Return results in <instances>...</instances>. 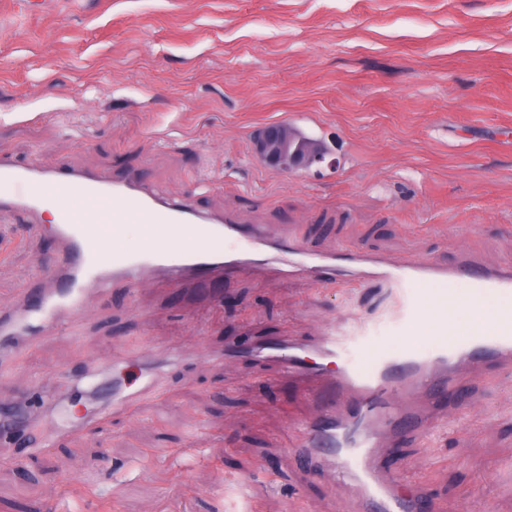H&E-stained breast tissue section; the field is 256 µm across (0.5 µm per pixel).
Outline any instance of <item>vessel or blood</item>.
Segmentation results:
<instances>
[{"label": "vessel or blood", "instance_id": "vessel-or-blood-1", "mask_svg": "<svg viewBox=\"0 0 512 512\" xmlns=\"http://www.w3.org/2000/svg\"><path fill=\"white\" fill-rule=\"evenodd\" d=\"M52 194L75 202L60 210L55 228L68 262L42 278L38 303L24 300L0 311V353L33 336L59 313H83L100 288L132 287L157 275L201 279L253 268L316 284L419 283L423 296L401 304L409 336L396 350L370 348L367 362L354 365L342 359V338L322 336L310 345L282 339L272 355L285 375L313 377L308 396L322 415L306 424L300 446L314 462L348 478L363 512H429L426 500L404 492L381 467L375 450L382 441L426 428L424 413L411 400L421 387L441 400L459 387L458 370L474 357L511 360L512 317L498 321L493 330L476 326L459 336L445 320L425 327L421 318L427 297L459 279L469 280L476 302L512 297V269L468 258L453 265L393 260L356 248L311 252L285 236L242 230L232 215L204 213L159 197L137 171L112 178L60 165L21 166L0 157V213L39 217ZM124 224L144 227L145 242L137 253L111 245L112 229ZM228 240L237 241L235 250H225ZM424 334L432 336L433 347L423 353L418 338Z\"/></svg>", "mask_w": 512, "mask_h": 512}]
</instances>
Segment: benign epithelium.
Here are the masks:
<instances>
[{"label": "benign epithelium", "instance_id": "7a95c632", "mask_svg": "<svg viewBox=\"0 0 512 512\" xmlns=\"http://www.w3.org/2000/svg\"><path fill=\"white\" fill-rule=\"evenodd\" d=\"M250 143L252 153L274 170L310 171L324 162L329 167L337 164L321 142L300 138L296 128L285 123L255 129Z\"/></svg>", "mask_w": 512, "mask_h": 512}]
</instances>
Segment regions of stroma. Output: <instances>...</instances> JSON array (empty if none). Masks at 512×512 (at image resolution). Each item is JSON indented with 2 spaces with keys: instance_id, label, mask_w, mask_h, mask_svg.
Wrapping results in <instances>:
<instances>
[{
  "instance_id": "obj_1",
  "label": "stroma",
  "mask_w": 512,
  "mask_h": 512,
  "mask_svg": "<svg viewBox=\"0 0 512 512\" xmlns=\"http://www.w3.org/2000/svg\"><path fill=\"white\" fill-rule=\"evenodd\" d=\"M286 123L334 145L320 172L251 152ZM0 156L141 170L161 194L305 248L512 268V0H0ZM63 255L49 213L0 215V307ZM393 288L259 271L148 279L0 361V406L32 418L0 462V512H362L349 481L303 459L305 381L243 346L343 336L399 346ZM169 356L165 394L99 418L113 379ZM458 429L377 451L431 512H512V365L460 372Z\"/></svg>"
}]
</instances>
